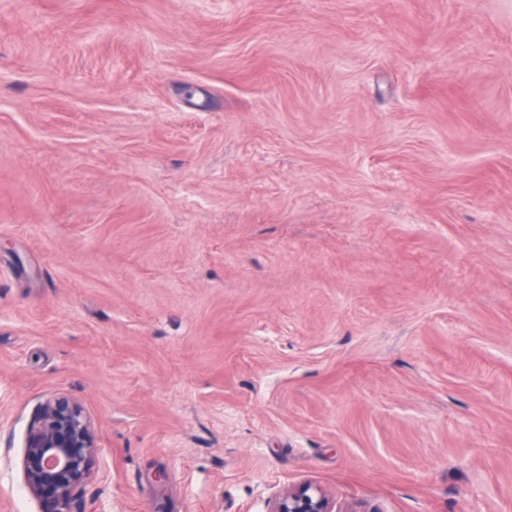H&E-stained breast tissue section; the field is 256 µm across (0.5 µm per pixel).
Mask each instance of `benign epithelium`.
<instances>
[{"label": "benign epithelium", "instance_id": "7a95c632", "mask_svg": "<svg viewBox=\"0 0 512 512\" xmlns=\"http://www.w3.org/2000/svg\"><path fill=\"white\" fill-rule=\"evenodd\" d=\"M23 448L22 471L29 493L46 503L48 512H81L100 451L83 407L64 395L39 402ZM268 512H336V507L322 488L306 483L281 493Z\"/></svg>", "mask_w": 512, "mask_h": 512}]
</instances>
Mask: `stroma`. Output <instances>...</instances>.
Here are the masks:
<instances>
[{"label":"stroma","instance_id":"obj_1","mask_svg":"<svg viewBox=\"0 0 512 512\" xmlns=\"http://www.w3.org/2000/svg\"><path fill=\"white\" fill-rule=\"evenodd\" d=\"M57 394L86 512H512V0H0V512ZM340 512L319 486L311 483L288 488L276 497L268 512Z\"/></svg>","mask_w":512,"mask_h":512}]
</instances>
